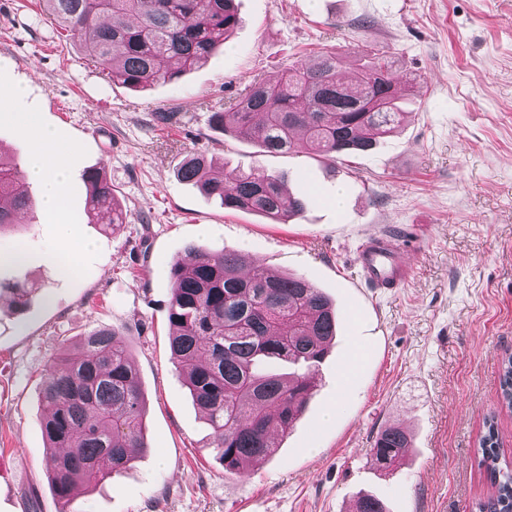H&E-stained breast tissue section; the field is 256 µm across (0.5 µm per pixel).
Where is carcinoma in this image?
Here are the masks:
<instances>
[{
  "instance_id": "1",
  "label": "carcinoma",
  "mask_w": 512,
  "mask_h": 512,
  "mask_svg": "<svg viewBox=\"0 0 512 512\" xmlns=\"http://www.w3.org/2000/svg\"><path fill=\"white\" fill-rule=\"evenodd\" d=\"M49 15L85 48L109 82L132 88L173 82L224 45L238 25L234 0H44ZM344 55L334 49L291 67L274 81L252 82L228 111L210 121L263 152L307 150L336 162L369 152L405 114L387 55L364 63L355 83L342 78ZM19 158L0 153V232L30 207L18 177ZM179 177L229 211L286 222L305 209L302 197L257 169L226 171L202 153L180 162ZM88 203L107 229L125 223L112 183L100 169L84 173ZM235 252L192 244L170 267L168 321L173 363L213 429L211 448L224 473L237 474L276 452L274 431L290 430L304 411L315 375L336 338L337 314L326 295L300 276L271 277ZM286 363L288 374L274 371ZM43 432L55 449L51 485L62 500L79 486L95 487L124 472L147 426L140 381L123 334L96 329L64 348L40 392ZM500 409L512 412V355L499 369ZM410 447L407 431L378 432L369 459L390 472ZM489 492L475 512H512V461L506 459L497 414H490L474 451ZM355 512H386L373 495Z\"/></svg>"
}]
</instances>
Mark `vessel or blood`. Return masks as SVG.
I'll list each match as a JSON object with an SVG mask.
<instances>
[{
    "label": "vessel or blood",
    "instance_id": "b4317fda",
    "mask_svg": "<svg viewBox=\"0 0 512 512\" xmlns=\"http://www.w3.org/2000/svg\"><path fill=\"white\" fill-rule=\"evenodd\" d=\"M357 264L365 283L376 289L397 290L414 273L407 249L389 236L368 239L357 254Z\"/></svg>",
    "mask_w": 512,
    "mask_h": 512
}]
</instances>
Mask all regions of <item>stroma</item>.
Returning <instances> with one entry per match:
<instances>
[{"label":"stroma","instance_id":"1","mask_svg":"<svg viewBox=\"0 0 512 512\" xmlns=\"http://www.w3.org/2000/svg\"><path fill=\"white\" fill-rule=\"evenodd\" d=\"M236 7L237 28L203 65L134 91L106 81L42 0H0V102L24 88V111L77 147L63 205L90 244L62 273L35 185L30 211L0 235V285L28 290L22 310L0 308V512H348L363 492L388 512H470L488 492L473 451L512 354V0ZM330 47L386 53L409 78L408 118L375 150L332 164L265 154L211 126L252 81ZM191 152L280 175L306 207L284 224L224 210L178 177ZM89 168L128 213L117 231L88 207ZM375 233L413 234L403 288L360 277L357 252ZM192 244L303 276L339 314L306 411L270 461L233 476L170 358L169 269ZM102 327L129 343L148 446L66 502L48 478L40 390L63 345ZM391 424L407 428L412 453L383 475L367 453Z\"/></svg>","mask_w":512,"mask_h":512}]
</instances>
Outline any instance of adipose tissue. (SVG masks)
Segmentation results:
<instances>
[{
	"instance_id": "ef3b65f1",
	"label": "adipose tissue",
	"mask_w": 512,
	"mask_h": 512,
	"mask_svg": "<svg viewBox=\"0 0 512 512\" xmlns=\"http://www.w3.org/2000/svg\"><path fill=\"white\" fill-rule=\"evenodd\" d=\"M0 116L13 120L22 132L32 134L33 148L25 165V174L42 185L45 212L53 219L58 244L69 249L71 259H78L85 245L76 226L64 220L61 207L70 150L58 149L55 132L38 127L31 114L21 111L19 101L7 105L1 103Z\"/></svg>"
}]
</instances>
